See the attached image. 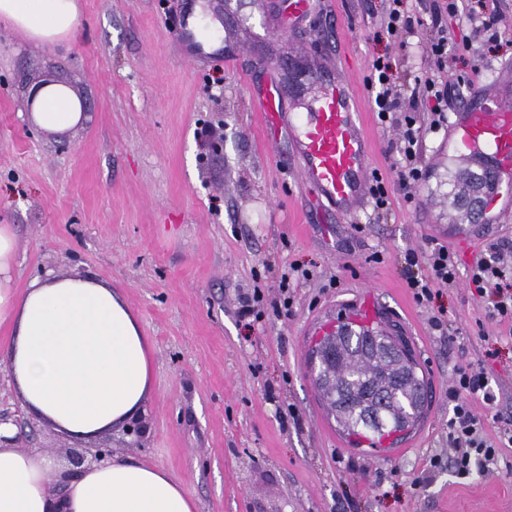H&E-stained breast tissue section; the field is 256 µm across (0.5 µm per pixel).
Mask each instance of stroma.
<instances>
[{
	"label": "stroma",
	"instance_id": "stroma-1",
	"mask_svg": "<svg viewBox=\"0 0 512 512\" xmlns=\"http://www.w3.org/2000/svg\"><path fill=\"white\" fill-rule=\"evenodd\" d=\"M79 3L75 35L52 49L0 26V224L17 237L16 288L48 274L109 281L152 343L144 433L117 429L103 445L171 472L198 512H512V472L429 469L448 454L456 368L484 365L496 396L488 438L512 423V322L462 280L418 305L404 261L435 241L468 269L489 244L512 242V216L459 222L444 129L422 143L412 199L395 188L386 211L369 204L352 218L321 209L287 140L263 136L265 66L339 74L357 92L372 167L395 177L398 131L378 124L365 78L385 53L406 83L424 64L417 44L381 34L383 0H313L300 25L262 0ZM199 9L219 13L223 59L189 58L180 20ZM447 25L472 44L443 69L472 79L453 111L507 92L512 39L491 53L483 35ZM48 80L81 98L83 124L32 121L29 97ZM218 139L223 150L211 151ZM293 262L312 276L284 295L280 271ZM257 287L260 318H241ZM364 309L405 337L427 385L419 423L378 451L338 429L310 376L323 328ZM0 413L16 420L22 448L62 461L78 447L27 415L1 369Z\"/></svg>",
	"mask_w": 512,
	"mask_h": 512
}]
</instances>
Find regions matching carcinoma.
Returning a JSON list of instances; mask_svg holds the SVG:
<instances>
[{
    "instance_id": "carcinoma-1",
    "label": "carcinoma",
    "mask_w": 512,
    "mask_h": 512,
    "mask_svg": "<svg viewBox=\"0 0 512 512\" xmlns=\"http://www.w3.org/2000/svg\"><path fill=\"white\" fill-rule=\"evenodd\" d=\"M458 168L454 194L474 210L471 176ZM312 379L338 425L350 435L372 439L411 429L420 419L426 384L405 342L383 327L342 323L321 337L313 351Z\"/></svg>"
}]
</instances>
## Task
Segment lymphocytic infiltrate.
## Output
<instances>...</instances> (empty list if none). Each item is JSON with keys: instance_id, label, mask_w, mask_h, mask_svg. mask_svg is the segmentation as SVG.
<instances>
[{"instance_id": "obj_1", "label": "lymphocytic infiltrate", "mask_w": 512, "mask_h": 512, "mask_svg": "<svg viewBox=\"0 0 512 512\" xmlns=\"http://www.w3.org/2000/svg\"><path fill=\"white\" fill-rule=\"evenodd\" d=\"M387 7L380 27L388 37H406L426 29L430 38L426 42L428 58L433 70L416 77L412 89H405L394 72L392 60L387 56L375 57L365 79L373 93V110L380 124L401 130L396 151L399 155L398 183L402 187L419 185L423 179L420 164L421 140L428 133L438 131L447 119L453 100L459 99L463 89L469 88L470 79L443 80L436 75L445 59L453 52L469 51L468 41H457L448 29L446 17L462 21L468 28L483 29L488 48L498 42L497 27L500 17L491 9L488 0H432L429 13L416 17L404 0H386ZM501 241L490 245L485 254L476 259L468 273H460L458 261L447 246L435 243L422 252L410 251L405 255L407 267L413 273L407 278L417 304L426 305L433 299L435 286L455 285L459 276H466L468 286L478 296L492 295L493 311L503 321L512 320V266L504 263L501 254L511 248ZM491 406L495 397L481 366L467 365L457 368L448 388V459L433 456L431 468L448 465L460 478L469 477L474 468L497 464L499 452L512 447V425L503 427L497 443H488L483 435L484 420L475 408L476 402Z\"/></svg>"}]
</instances>
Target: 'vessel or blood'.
<instances>
[{
  "instance_id": "vessel-or-blood-1",
  "label": "vessel or blood",
  "mask_w": 512,
  "mask_h": 512,
  "mask_svg": "<svg viewBox=\"0 0 512 512\" xmlns=\"http://www.w3.org/2000/svg\"><path fill=\"white\" fill-rule=\"evenodd\" d=\"M314 105L293 116L267 88L258 110L267 135L293 137V157L305 185L319 202L346 214L367 201L370 156L357 97L345 77L314 80ZM450 139L459 156L491 152L502 170L512 169V102L495 100L456 113Z\"/></svg>"
}]
</instances>
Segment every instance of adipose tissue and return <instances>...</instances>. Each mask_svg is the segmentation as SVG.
I'll list each match as a JSON object with an SVG mask.
<instances>
[{"label": "adipose tissue", "mask_w": 512, "mask_h": 512, "mask_svg": "<svg viewBox=\"0 0 512 512\" xmlns=\"http://www.w3.org/2000/svg\"><path fill=\"white\" fill-rule=\"evenodd\" d=\"M77 0H0V25L44 46L70 38ZM83 117L78 99L50 84L35 95V122L63 130ZM16 236L0 225V366L22 406L64 436L94 440L139 416L152 387V344L118 290L91 276L34 278L12 286ZM47 454L0 446V512H197L166 469L115 457L49 491L59 472Z\"/></svg>", "instance_id": "ef3b65f1"}]
</instances>
